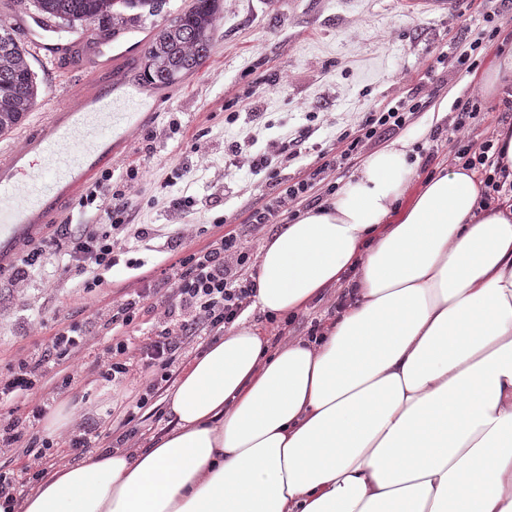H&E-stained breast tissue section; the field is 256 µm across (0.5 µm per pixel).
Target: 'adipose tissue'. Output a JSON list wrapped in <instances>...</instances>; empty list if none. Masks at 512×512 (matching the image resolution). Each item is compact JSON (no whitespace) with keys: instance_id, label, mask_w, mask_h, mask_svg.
Here are the masks:
<instances>
[{"instance_id":"obj_1","label":"adipose tissue","mask_w":512,"mask_h":512,"mask_svg":"<svg viewBox=\"0 0 512 512\" xmlns=\"http://www.w3.org/2000/svg\"><path fill=\"white\" fill-rule=\"evenodd\" d=\"M409 142L258 254L251 309L348 298L315 336L248 315L183 368L173 426L94 451L0 512H512V200L476 169L417 176Z\"/></svg>"}]
</instances>
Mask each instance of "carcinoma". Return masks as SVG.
I'll return each mask as SVG.
<instances>
[{"mask_svg": "<svg viewBox=\"0 0 512 512\" xmlns=\"http://www.w3.org/2000/svg\"><path fill=\"white\" fill-rule=\"evenodd\" d=\"M196 0L176 14L151 39L145 50V84L167 87L196 70L208 57L215 36L216 3ZM163 0H35L42 16L59 19L69 28L94 22L115 30L131 17L158 12ZM38 101V83L30 53L18 43L14 30L0 23V133L18 125Z\"/></svg>", "mask_w": 512, "mask_h": 512, "instance_id": "1", "label": "carcinoma"}]
</instances>
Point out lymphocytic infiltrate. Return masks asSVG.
<instances>
[{
  "label": "lymphocytic infiltrate",
  "mask_w": 512,
  "mask_h": 512,
  "mask_svg": "<svg viewBox=\"0 0 512 512\" xmlns=\"http://www.w3.org/2000/svg\"><path fill=\"white\" fill-rule=\"evenodd\" d=\"M407 121L402 100L367 112L361 122L362 134L350 142L349 153H356L379 128L400 129ZM325 173V167H317L306 180L288 186L284 195L253 211L252 223H276L324 181ZM145 177V171L132 169L126 180L116 183L111 171H104L81 199L85 220L93 224V231L37 240L13 261L14 283L43 277L52 260L63 272L81 276L86 289L102 285L114 269H139L142 262L133 256L136 244L157 236L153 225H133L130 217L135 200L143 197ZM248 260L237 237H220L182 256L164 283H147L108 310L93 309L85 320L59 327L47 348H30L1 367L0 447L24 446L35 463H42L47 442L33 429L52 406L50 399L37 395L43 380L50 375L57 378L62 393L80 384L120 382L127 378L130 355L136 352L148 383L126 412L127 420H134L148 405L150 395L169 379L186 338L223 333L246 310L253 293V282L244 274ZM95 334L113 338L110 356L91 363L81 361L89 336Z\"/></svg>",
  "instance_id": "f902f5d3"
}]
</instances>
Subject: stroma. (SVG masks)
<instances>
[{
	"label": "stroma",
	"instance_id": "35a3bbf8",
	"mask_svg": "<svg viewBox=\"0 0 512 512\" xmlns=\"http://www.w3.org/2000/svg\"><path fill=\"white\" fill-rule=\"evenodd\" d=\"M220 4L223 20L209 56L178 84L146 92L147 102L159 103V114L147 117L112 159L114 175L140 165L157 180L175 164L195 168L192 139L206 134L211 162L199 174L193 195L197 210L214 222L205 233L188 238L189 248L199 249L231 234L250 258H257L261 244L291 217L281 216L276 225L252 224L251 212L327 162L335 168L326 184L315 188L318 197L324 196L327 185L343 186L364 157L403 139L414 140L420 156L429 159L420 176L456 164L447 144L453 114L440 106L472 89L480 91L473 121L478 139L494 138L499 128L512 124V112L506 111L502 100L482 92L486 73L512 45V0H459L450 13L427 11L421 0H220ZM466 51L476 62L470 71L457 62ZM440 55L445 62L433 85L426 65ZM32 64L42 95L23 123L27 129L50 112L54 92L72 84L86 90L94 83V73L78 50L54 61L36 56ZM398 100L417 107L406 126L378 132L360 154L336 165L345 148L337 134H356L365 112ZM284 128L295 137L293 149L298 153L286 167L278 163L277 136ZM247 135L257 139L255 152L272 161L270 168L249 177L238 173L247 164V155L232 150L233 141ZM132 218L158 225L161 235L153 240L151 250L141 252L143 267L108 275L99 288H80L78 277L71 273L55 275L49 288L37 280L18 288L9 274L0 275V367L34 343H48L59 324L84 318L89 303L105 308L144 281L171 276L169 263L160 261L156 250L164 244L165 233L183 223V216L150 209L142 198ZM34 317L44 322L37 338L28 333ZM205 346V341L186 339L171 381L163 383L130 424L125 409L146 388L138 373H131L120 386L100 387L90 394L79 385L61 395L55 380H47L39 395L55 400L40 427L42 438L51 444L45 452L48 469L80 463L89 455L85 448L57 446L58 434L70 429L65 422L69 416L78 426L97 429L102 447L112 450L132 427L140 441L165 433L171 422L165 414V397L172 380Z\"/></svg>",
	"mask_w": 512,
	"mask_h": 512
}]
</instances>
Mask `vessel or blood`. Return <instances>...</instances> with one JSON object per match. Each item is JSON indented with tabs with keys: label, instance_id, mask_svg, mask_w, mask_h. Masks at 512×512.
Segmentation results:
<instances>
[{
	"label": "vessel or blood",
	"instance_id": "b4317fda",
	"mask_svg": "<svg viewBox=\"0 0 512 512\" xmlns=\"http://www.w3.org/2000/svg\"><path fill=\"white\" fill-rule=\"evenodd\" d=\"M26 28L36 51L50 59L86 45L105 78L88 93L64 91L35 132L0 151L1 265L34 242L42 226L71 220L79 191L111 163L114 140L129 141L146 105L140 88L110 75L112 37L91 27L73 39L56 36L37 17Z\"/></svg>",
	"mask_w": 512,
	"mask_h": 512
}]
</instances>
